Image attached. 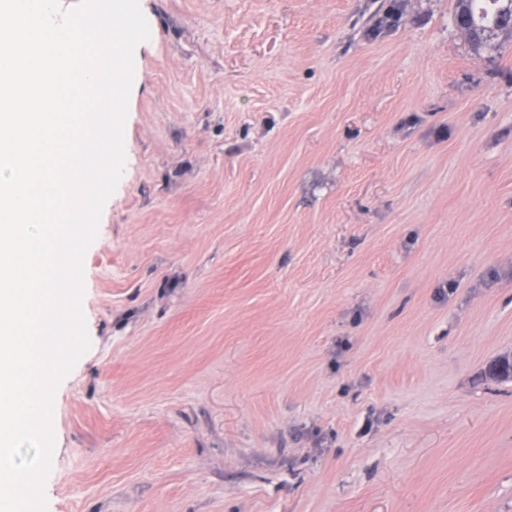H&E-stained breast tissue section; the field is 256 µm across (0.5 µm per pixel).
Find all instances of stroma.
Listing matches in <instances>:
<instances>
[{
  "instance_id": "obj_1",
  "label": "stroma",
  "mask_w": 512,
  "mask_h": 512,
  "mask_svg": "<svg viewBox=\"0 0 512 512\" xmlns=\"http://www.w3.org/2000/svg\"><path fill=\"white\" fill-rule=\"evenodd\" d=\"M47 512H512V45L455 0H144Z\"/></svg>"
}]
</instances>
